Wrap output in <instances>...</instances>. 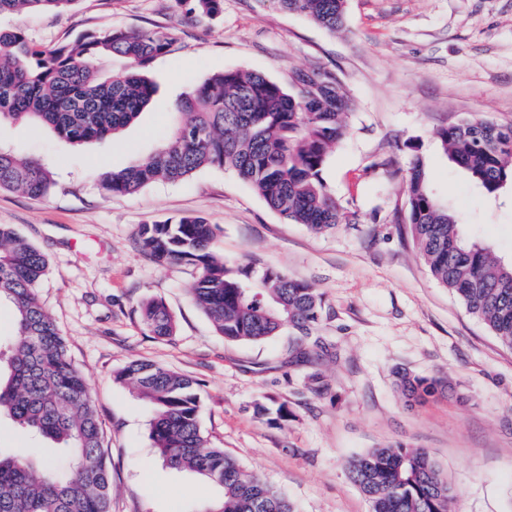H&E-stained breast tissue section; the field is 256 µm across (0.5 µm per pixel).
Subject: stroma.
<instances>
[{"mask_svg": "<svg viewBox=\"0 0 512 512\" xmlns=\"http://www.w3.org/2000/svg\"><path fill=\"white\" fill-rule=\"evenodd\" d=\"M43 49L114 30L165 33L171 52L149 74L157 91L123 134L73 147L18 124L0 146L45 160L56 183L42 198L0 191V224L13 225L48 259L38 291L72 361L86 377L106 433L112 512H196L217 486L166 466L149 438L151 408L118 381L133 360L199 384L201 426L248 471L282 490L297 512H370L347 461L379 446L427 450L458 491L456 512H512V349L430 275L405 224L400 179L413 155L435 196L470 239L512 261V191L489 198L438 147L435 129L491 116L512 123V0H348L345 25L328 31L272 0H224L220 17L186 16L175 0H74L63 10L0 17ZM260 72L290 86L296 70H329L355 109L324 177L355 223L322 234L288 223L230 169L209 167L110 198L100 172L124 167L162 143L170 108L212 74ZM200 215L221 229L227 265H253L308 282L325 300L317 330L339 346L326 366L332 393L310 394L289 365V330L266 341L228 342L195 304L197 266L146 254L139 228ZM162 299L176 320L151 336L140 303ZM447 377L452 398L408 407L396 369ZM275 397L291 412L276 427L254 412Z\"/></svg>", "mask_w": 512, "mask_h": 512, "instance_id": "stroma-1", "label": "stroma"}]
</instances>
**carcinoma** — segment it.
Masks as SVG:
<instances>
[{
  "label": "carcinoma",
  "mask_w": 512,
  "mask_h": 512,
  "mask_svg": "<svg viewBox=\"0 0 512 512\" xmlns=\"http://www.w3.org/2000/svg\"><path fill=\"white\" fill-rule=\"evenodd\" d=\"M75 0H0V16L24 8L64 9ZM191 16L216 18L224 0H176ZM334 31L344 24L346 0H276ZM164 34L111 31L39 50L19 30L0 29V127H46L79 145L110 139L132 124L156 91L149 63L171 50ZM118 58L119 71L103 64ZM354 102L333 72L297 71L291 88L257 72L225 70L181 95L164 144L119 170L100 176L109 197L136 193L158 182H179L204 167L229 168L292 224L324 233L352 224L356 213L336 200L324 171L346 130ZM443 153L486 194L512 187V124L494 118L450 122L435 131ZM401 177L406 223L432 277L456 295L505 345L512 347V263L464 236L459 215L437 200L420 156ZM55 185L52 166L0 148V189L45 196ZM219 226L187 215L139 231L143 250L160 262H190L201 273L189 292L217 333L230 342H260L287 326L295 332L294 364L304 368L307 391L331 393L319 369L337 357L334 344L316 334L324 302L317 289L273 269L253 281L250 265L229 267L216 252ZM48 271L44 255L10 224H0V298L15 311V334L0 338V416L36 438L64 448L65 462L43 464L33 448L0 449V512H112V481L104 430L92 389L73 364L37 288ZM153 335H174L172 313L158 299L140 304ZM117 380L131 386L153 410L152 448L176 470L214 482L220 495L200 512H296L292 501L224 449L201 427L196 382L143 360L129 362ZM395 384L421 404L448 392L437 375L395 372ZM255 414L278 426L291 417L284 406L254 403ZM349 479L371 512H451L457 496L425 450L403 444L372 448L346 464Z\"/></svg>",
  "instance_id": "carcinoma-1"
}]
</instances>
